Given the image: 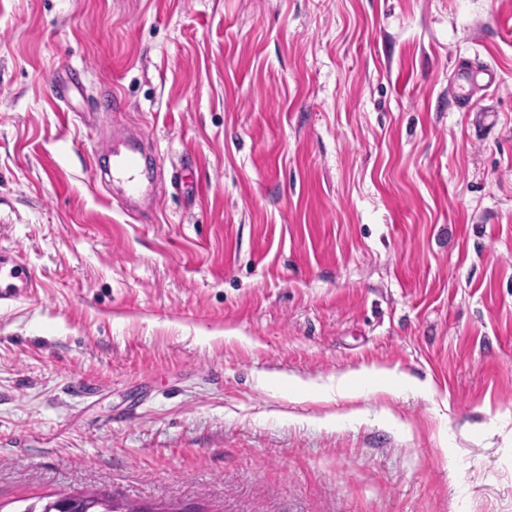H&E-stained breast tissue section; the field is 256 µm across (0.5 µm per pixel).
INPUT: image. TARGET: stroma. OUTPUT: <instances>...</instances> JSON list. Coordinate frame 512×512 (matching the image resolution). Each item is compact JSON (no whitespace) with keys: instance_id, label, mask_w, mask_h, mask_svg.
<instances>
[{"instance_id":"1","label":"stroma","mask_w":512,"mask_h":512,"mask_svg":"<svg viewBox=\"0 0 512 512\" xmlns=\"http://www.w3.org/2000/svg\"><path fill=\"white\" fill-rule=\"evenodd\" d=\"M1 245L0 512H512V0H0ZM455 78L458 82H463L467 85H477L485 89L490 88L496 82V76L490 69L474 68L471 66L458 68ZM112 175L123 178L127 185L126 199L136 202L152 195L155 169H142L141 155L131 145L124 151L112 146ZM35 277L22 253L0 247V304L19 299L25 288H34ZM136 501L115 502L106 497H95L83 494L59 496L53 500L38 506V503H30L24 509L16 512H119L114 511V505L119 504L122 508H134ZM106 507L112 511H104Z\"/></svg>"}]
</instances>
